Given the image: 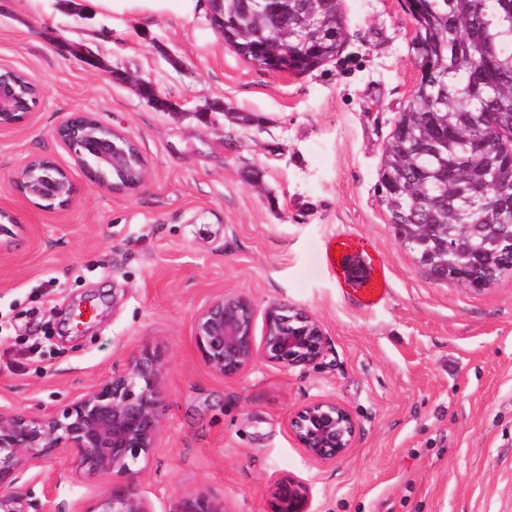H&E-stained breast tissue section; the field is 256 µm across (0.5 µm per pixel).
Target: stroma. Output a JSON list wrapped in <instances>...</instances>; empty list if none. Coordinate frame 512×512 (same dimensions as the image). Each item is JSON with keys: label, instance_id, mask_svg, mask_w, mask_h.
Instances as JSON below:
<instances>
[{"label": "stroma", "instance_id": "obj_1", "mask_svg": "<svg viewBox=\"0 0 512 512\" xmlns=\"http://www.w3.org/2000/svg\"><path fill=\"white\" fill-rule=\"evenodd\" d=\"M342 45L307 73L261 71L228 49L202 0H0V66L40 91L19 127L0 129V403L64 404L142 349L164 366V440L141 473L155 512L173 491L224 512H512V274L481 290L438 281L398 243L378 200L383 148L419 69L407 0H340ZM82 42L89 65L67 49ZM129 73L115 80L113 69ZM179 104L161 111L132 76ZM220 102L203 124L198 110ZM86 112L129 136L146 176L132 190L90 181L54 136ZM74 184L66 206L20 193L31 161ZM372 239L392 293L371 311L336 289L320 260L339 228ZM274 303L322 325L327 353L306 370L257 363L212 373L193 336L207 300ZM94 312L83 324L74 317ZM336 401L353 448L320 463L289 420ZM45 468L58 512L110 489L59 458Z\"/></svg>", "mask_w": 512, "mask_h": 512}]
</instances>
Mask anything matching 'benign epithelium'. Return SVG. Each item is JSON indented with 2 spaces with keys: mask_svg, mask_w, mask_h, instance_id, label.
I'll use <instances>...</instances> for the list:
<instances>
[{
  "mask_svg": "<svg viewBox=\"0 0 512 512\" xmlns=\"http://www.w3.org/2000/svg\"><path fill=\"white\" fill-rule=\"evenodd\" d=\"M271 68L299 71L304 63L296 54L268 52ZM18 98L12 88L0 83V128L18 125L34 106L17 114ZM77 113L63 116L56 129L59 142L74 156H81ZM97 157L110 166L119 150L110 138L99 141ZM56 185L52 200L61 205L74 192L70 178L50 174L33 176L25 166L17 186L33 199H44L42 184ZM255 309L240 294H226L206 301L193 320L194 339L208 368L226 379L248 370L257 359L284 368L316 365L325 356L326 338L320 323L305 312L285 304L271 305L265 314L261 340L254 334ZM164 366L158 355L144 351L132 357L125 368L64 406L42 404L37 413L0 404V512H55L51 492L34 500L17 486L26 472L31 479L49 486L43 470L47 459L60 456L76 468L112 475V488L89 501L76 502L73 512H155L140 480V464L163 440L160 414ZM291 434L312 459L329 463L353 447L357 425L333 400L306 404L292 415ZM279 512H305L303 494L288 488L281 495ZM166 512H224V501L209 494H171Z\"/></svg>",
  "mask_w": 512,
  "mask_h": 512,
  "instance_id": "obj_1",
  "label": "benign epithelium"
}]
</instances>
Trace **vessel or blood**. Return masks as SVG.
<instances>
[{
    "instance_id": "vessel-or-blood-1",
    "label": "vessel or blood",
    "mask_w": 512,
    "mask_h": 512,
    "mask_svg": "<svg viewBox=\"0 0 512 512\" xmlns=\"http://www.w3.org/2000/svg\"><path fill=\"white\" fill-rule=\"evenodd\" d=\"M321 260L340 293L360 309L382 305L392 292L389 270L374 242L344 230L322 245Z\"/></svg>"
}]
</instances>
